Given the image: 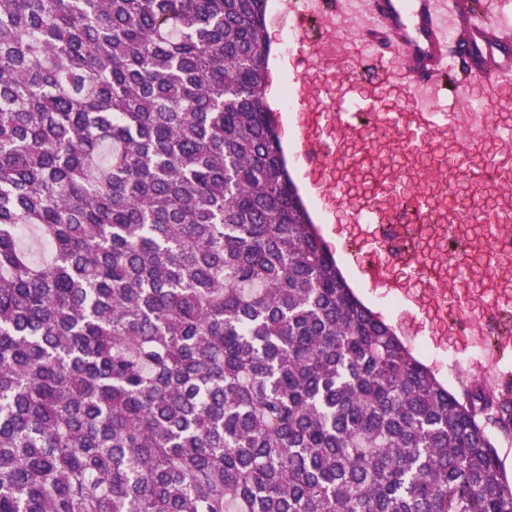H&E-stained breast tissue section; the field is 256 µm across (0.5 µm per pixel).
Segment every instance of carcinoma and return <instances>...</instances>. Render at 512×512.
<instances>
[{
  "mask_svg": "<svg viewBox=\"0 0 512 512\" xmlns=\"http://www.w3.org/2000/svg\"><path fill=\"white\" fill-rule=\"evenodd\" d=\"M267 0H0V512H512L355 295L266 105Z\"/></svg>",
  "mask_w": 512,
  "mask_h": 512,
  "instance_id": "carcinoma-1",
  "label": "carcinoma"
}]
</instances>
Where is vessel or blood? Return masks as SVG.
<instances>
[{
	"label": "vessel or blood",
	"mask_w": 512,
	"mask_h": 512,
	"mask_svg": "<svg viewBox=\"0 0 512 512\" xmlns=\"http://www.w3.org/2000/svg\"><path fill=\"white\" fill-rule=\"evenodd\" d=\"M290 25L299 38L303 60L294 84L306 89L308 66L316 64L339 77L347 59L360 60L369 81L389 75L386 60H395L410 94L406 106L381 113L377 123L386 131L407 135L412 148L447 140L451 103L459 88L482 81L512 83V26L505 24L497 0H314L310 11L294 16ZM456 39H449V30ZM376 110L374 103L340 99L336 124L328 126L320 112H303L297 128L300 157L311 171L330 160L339 136H358L357 116ZM468 177L475 189L490 184L512 193V167L493 162L471 166ZM364 279L387 282L391 291L404 292L399 280H383L379 265L358 261ZM485 315L497 325L499 345H512V317L501 309Z\"/></svg>",
	"instance_id": "1"
}]
</instances>
